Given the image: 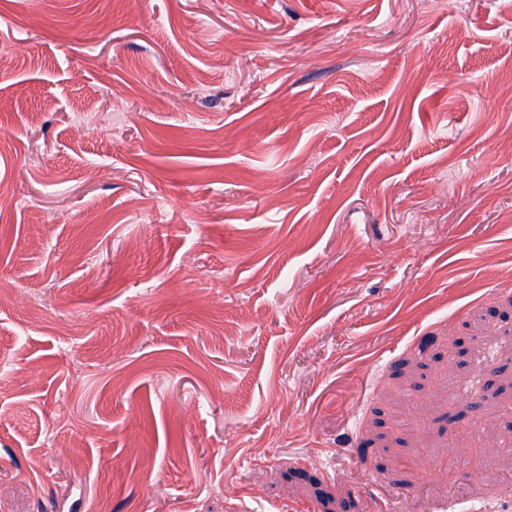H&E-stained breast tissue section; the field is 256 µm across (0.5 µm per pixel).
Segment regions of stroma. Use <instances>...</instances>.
<instances>
[{"label":"stroma","mask_w":512,"mask_h":512,"mask_svg":"<svg viewBox=\"0 0 512 512\" xmlns=\"http://www.w3.org/2000/svg\"><path fill=\"white\" fill-rule=\"evenodd\" d=\"M2 52L0 512H512V0H0Z\"/></svg>","instance_id":"1"}]
</instances>
